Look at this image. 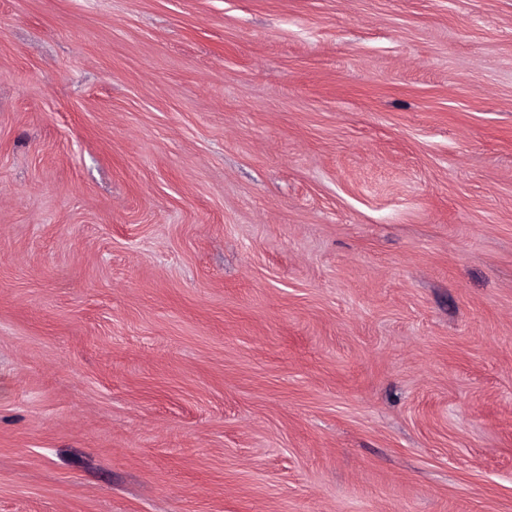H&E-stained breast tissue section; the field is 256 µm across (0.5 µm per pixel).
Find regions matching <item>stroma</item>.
Listing matches in <instances>:
<instances>
[{"mask_svg": "<svg viewBox=\"0 0 512 512\" xmlns=\"http://www.w3.org/2000/svg\"><path fill=\"white\" fill-rule=\"evenodd\" d=\"M0 512H512V0H0Z\"/></svg>", "mask_w": 512, "mask_h": 512, "instance_id": "1", "label": "stroma"}]
</instances>
